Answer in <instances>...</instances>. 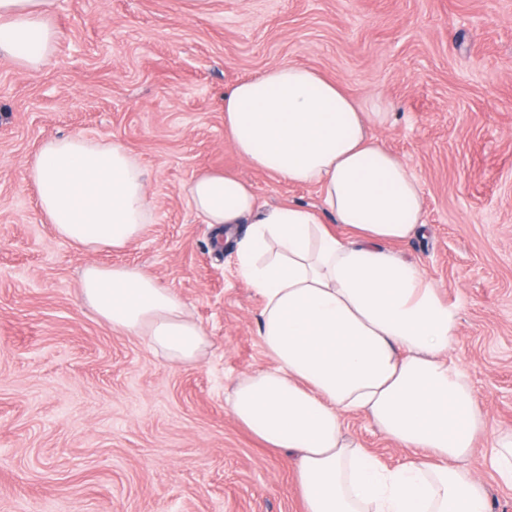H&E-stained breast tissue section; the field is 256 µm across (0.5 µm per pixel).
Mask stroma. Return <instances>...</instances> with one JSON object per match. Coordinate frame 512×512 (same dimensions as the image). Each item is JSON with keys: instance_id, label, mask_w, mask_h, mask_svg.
Masks as SVG:
<instances>
[{"instance_id": "35a3bbf8", "label": "stroma", "mask_w": 512, "mask_h": 512, "mask_svg": "<svg viewBox=\"0 0 512 512\" xmlns=\"http://www.w3.org/2000/svg\"><path fill=\"white\" fill-rule=\"evenodd\" d=\"M54 59L0 58V512H302L284 453L231 415L267 367L261 300L236 247L189 207L203 170L271 204L318 191L259 172L224 136V88L290 59L393 111L378 135L425 197L396 244L460 308L451 351L489 425L512 428V0H54ZM122 142L154 216L119 252H82L43 217L26 168L52 137ZM89 262L141 267L177 291L211 345L177 365L86 308ZM346 431L382 463L402 449L362 416Z\"/></svg>"}]
</instances>
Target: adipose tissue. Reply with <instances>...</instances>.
I'll return each mask as SVG.
<instances>
[{"instance_id": "1", "label": "adipose tissue", "mask_w": 512, "mask_h": 512, "mask_svg": "<svg viewBox=\"0 0 512 512\" xmlns=\"http://www.w3.org/2000/svg\"><path fill=\"white\" fill-rule=\"evenodd\" d=\"M54 0H0V57L28 73L58 50ZM364 111L316 70L280 61L224 90V135L254 169L317 187L316 206L261 201L254 185L219 170L183 186L192 210L224 236L248 230L237 270L260 296L259 340L270 367L239 377L232 416L269 447L291 453L304 512H491L467 464L478 438L512 487V429L490 430L451 355L460 321L427 272L392 250L423 232V190L375 134ZM42 214L80 250H118L152 215L146 177L119 142L46 140L26 170ZM83 303L116 333L143 339L175 364L210 340L183 298L140 268L90 263ZM362 415L405 449L388 467L342 423Z\"/></svg>"}]
</instances>
